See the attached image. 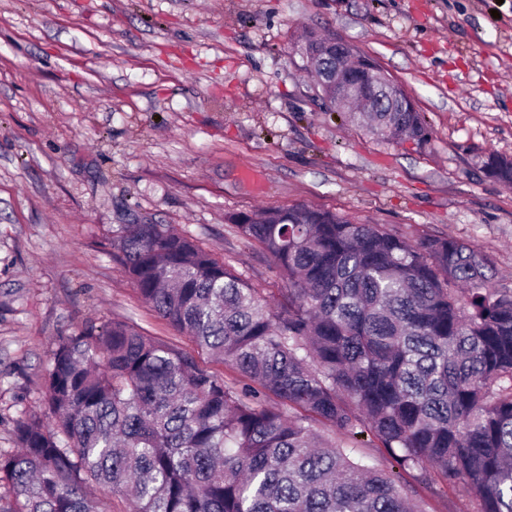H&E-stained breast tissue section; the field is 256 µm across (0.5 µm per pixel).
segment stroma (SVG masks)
Segmentation results:
<instances>
[{
    "label": "stroma",
    "instance_id": "1",
    "mask_svg": "<svg viewBox=\"0 0 512 512\" xmlns=\"http://www.w3.org/2000/svg\"><path fill=\"white\" fill-rule=\"evenodd\" d=\"M373 58L423 115L394 146L330 111L294 43ZM512 0H0V453L46 416L58 341L124 320L193 350L112 258V232L171 225L268 299L272 258L231 215L308 206L476 246L512 288ZM423 512H473L462 486ZM481 168L487 177L504 186H512V158L489 152L481 159Z\"/></svg>",
    "mask_w": 512,
    "mask_h": 512
}]
</instances>
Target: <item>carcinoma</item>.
<instances>
[{
  "label": "carcinoma",
  "mask_w": 512,
  "mask_h": 512,
  "mask_svg": "<svg viewBox=\"0 0 512 512\" xmlns=\"http://www.w3.org/2000/svg\"><path fill=\"white\" fill-rule=\"evenodd\" d=\"M302 37L319 97L336 57ZM373 134L423 145L419 112L375 96L373 60L341 62ZM487 177L512 186V158ZM274 259L269 301L166 224L112 234L118 261L157 316L231 366L228 382L177 345L125 321L59 341L48 419L26 417L0 454V512H98L96 489L132 512H423L400 481L464 484L476 512H512V289L451 237L411 240L381 224L297 206L231 218ZM369 435L389 466L356 455Z\"/></svg>",
  "instance_id": "carcinoma-1"
}]
</instances>
